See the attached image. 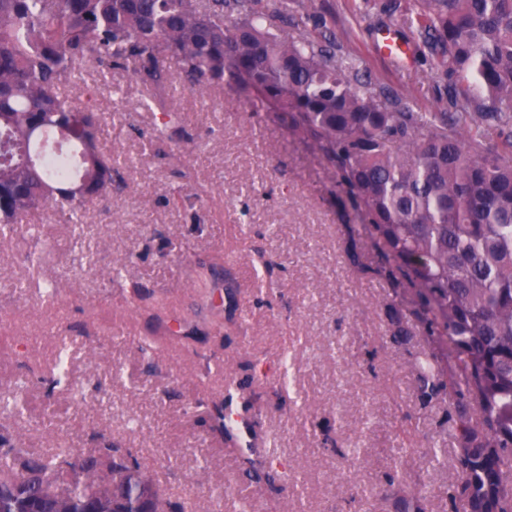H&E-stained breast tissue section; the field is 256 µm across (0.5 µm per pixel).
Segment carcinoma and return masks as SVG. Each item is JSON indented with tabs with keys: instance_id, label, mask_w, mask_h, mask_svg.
I'll list each match as a JSON object with an SVG mask.
<instances>
[{
	"instance_id": "obj_1",
	"label": "carcinoma",
	"mask_w": 512,
	"mask_h": 512,
	"mask_svg": "<svg viewBox=\"0 0 512 512\" xmlns=\"http://www.w3.org/2000/svg\"><path fill=\"white\" fill-rule=\"evenodd\" d=\"M292 0H0V243L34 210L68 221L112 197L118 158L99 145L102 116L64 88L90 66L131 70L145 86L178 78L224 85L312 144L336 177L393 288L411 298V329L447 348L414 360L425 403L458 409L448 479L452 507L512 512V0H407L437 58L439 112H414L374 85L333 32L288 34ZM492 125L500 143L471 133ZM70 139L79 174L40 159ZM214 427L257 485L297 483L294 470L241 447L224 408ZM184 512L130 450L15 448L0 434V512Z\"/></svg>"
}]
</instances>
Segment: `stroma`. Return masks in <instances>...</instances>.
<instances>
[{
    "label": "stroma",
    "mask_w": 512,
    "mask_h": 512,
    "mask_svg": "<svg viewBox=\"0 0 512 512\" xmlns=\"http://www.w3.org/2000/svg\"><path fill=\"white\" fill-rule=\"evenodd\" d=\"M385 26L409 43L406 65L376 53ZM322 30L412 111H437L436 65L407 15L305 0L292 34ZM79 81L68 95L94 90L101 146L120 163L111 198L81 219L84 247L48 210L34 217L40 241L0 243V397L25 410L21 422L0 414V433L18 448L122 445L185 512H403L416 486L423 512H448V406L422 405L413 371L440 347L392 338L409 300L373 274L314 147L229 87L151 89L122 68ZM163 107L181 119L157 140ZM37 276L59 286L53 305L31 289ZM62 349L67 378L46 389ZM232 387L254 396L251 446L292 464L297 486L258 490L210 430L212 402Z\"/></svg>",
    "instance_id": "1"
}]
</instances>
